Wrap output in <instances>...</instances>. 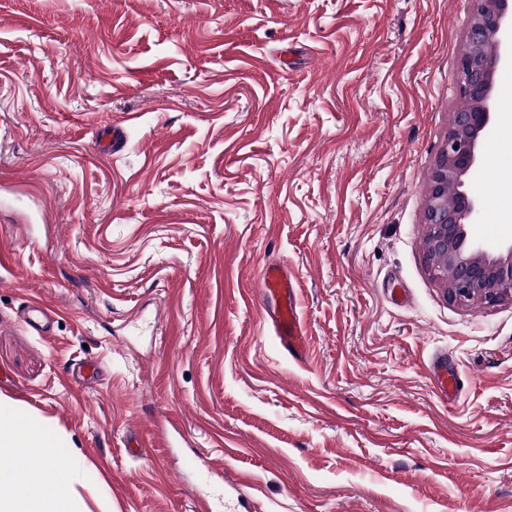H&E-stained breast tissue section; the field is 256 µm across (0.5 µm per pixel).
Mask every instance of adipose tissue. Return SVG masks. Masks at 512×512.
<instances>
[{
	"instance_id": "adipose-tissue-1",
	"label": "adipose tissue",
	"mask_w": 512,
	"mask_h": 512,
	"mask_svg": "<svg viewBox=\"0 0 512 512\" xmlns=\"http://www.w3.org/2000/svg\"><path fill=\"white\" fill-rule=\"evenodd\" d=\"M55 437L18 420L0 401V454H8L12 470H0V512H76V476L56 457ZM54 490L43 498L41 486Z\"/></svg>"
}]
</instances>
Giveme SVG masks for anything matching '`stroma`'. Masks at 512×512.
<instances>
[{"mask_svg":"<svg viewBox=\"0 0 512 512\" xmlns=\"http://www.w3.org/2000/svg\"><path fill=\"white\" fill-rule=\"evenodd\" d=\"M472 10L0 0V397L55 436L83 512H512V299L453 305L424 260ZM493 98L465 188L499 249L512 65ZM116 121L125 147L97 153ZM279 260L301 361L252 290ZM86 360L99 382L68 386ZM30 311L33 313L29 319L30 324L42 333H48L51 328V322L53 317L58 313L48 304L41 301H34L30 307ZM432 375L440 399L449 405L455 403L462 390V381L458 372H448V357L442 355L436 359Z\"/></svg>","mask_w":512,"mask_h":512,"instance_id":"1","label":"stroma"}]
</instances>
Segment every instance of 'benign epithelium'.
Returning <instances> with one entry per match:
<instances>
[{"instance_id": "obj_1", "label": "benign epithelium", "mask_w": 512, "mask_h": 512, "mask_svg": "<svg viewBox=\"0 0 512 512\" xmlns=\"http://www.w3.org/2000/svg\"><path fill=\"white\" fill-rule=\"evenodd\" d=\"M474 2L466 50L458 61L464 105L452 113L429 175L424 215L427 264L446 284L448 301L460 306L512 298V243L495 255L469 236L466 221L479 203L463 190V177L478 163L492 123L494 72L499 64L512 63V0Z\"/></svg>"}]
</instances>
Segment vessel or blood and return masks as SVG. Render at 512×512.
I'll use <instances>...</instances> for the list:
<instances>
[{
  "instance_id": "obj_1",
  "label": "vessel or blood",
  "mask_w": 512,
  "mask_h": 512,
  "mask_svg": "<svg viewBox=\"0 0 512 512\" xmlns=\"http://www.w3.org/2000/svg\"><path fill=\"white\" fill-rule=\"evenodd\" d=\"M258 286L269 309L267 318L271 331L293 359L300 360L306 351V330L297 309V288L293 273L284 262L265 264L259 274ZM432 375L441 400L455 403L462 381L458 372L449 370L447 357L433 364Z\"/></svg>"
}]
</instances>
